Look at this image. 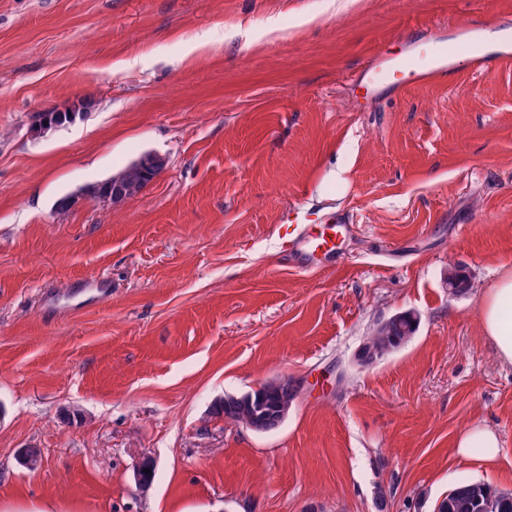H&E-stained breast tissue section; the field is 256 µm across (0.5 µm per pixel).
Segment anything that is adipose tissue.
Instances as JSON below:
<instances>
[{
  "mask_svg": "<svg viewBox=\"0 0 512 512\" xmlns=\"http://www.w3.org/2000/svg\"><path fill=\"white\" fill-rule=\"evenodd\" d=\"M480 322L499 360L512 364V268L502 267L483 297Z\"/></svg>",
  "mask_w": 512,
  "mask_h": 512,
  "instance_id": "ef3b65f1",
  "label": "adipose tissue"
}]
</instances>
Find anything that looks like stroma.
I'll return each mask as SVG.
<instances>
[{
  "mask_svg": "<svg viewBox=\"0 0 512 512\" xmlns=\"http://www.w3.org/2000/svg\"><path fill=\"white\" fill-rule=\"evenodd\" d=\"M469 22L498 43L512 0H0V504L438 512L465 483L512 495V365L479 320L512 266V62L480 72L460 45L446 78L361 85L379 51ZM83 97L84 118L31 135L32 113ZM149 151L165 166L139 193L91 198ZM335 212L340 267L288 263L283 236ZM98 276L111 295L85 288ZM402 311L415 335L364 362ZM285 378L298 395L274 430L211 411ZM478 425L495 463L454 453Z\"/></svg>",
  "mask_w": 512,
  "mask_h": 512,
  "instance_id": "stroma-1",
  "label": "stroma"
}]
</instances>
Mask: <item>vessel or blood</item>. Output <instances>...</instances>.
I'll return each instance as SVG.
<instances>
[{
    "label": "vessel or blood",
    "instance_id": "obj_1",
    "mask_svg": "<svg viewBox=\"0 0 512 512\" xmlns=\"http://www.w3.org/2000/svg\"><path fill=\"white\" fill-rule=\"evenodd\" d=\"M455 64V50L447 41L435 40L414 50L394 55L381 54L365 74L367 93L387 86L406 87L447 75ZM347 230L345 219L336 217L318 231L289 234L283 243L288 258L299 267L310 269L321 264H340V236Z\"/></svg>",
    "mask_w": 512,
    "mask_h": 512
}]
</instances>
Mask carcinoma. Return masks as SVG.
<instances>
[{
    "mask_svg": "<svg viewBox=\"0 0 512 512\" xmlns=\"http://www.w3.org/2000/svg\"><path fill=\"white\" fill-rule=\"evenodd\" d=\"M38 112L33 116L32 128L40 130L48 127L52 130L73 120L72 112L52 111ZM163 168V160L158 155L146 152L118 174L97 184L93 196H103L117 190L122 198L127 199L142 190ZM417 315L406 311L392 315L386 323H379L367 337L363 349L366 362L404 344L415 332ZM297 394L296 382L285 379L275 383L262 385L256 391L240 398L228 397L224 402H216L212 406L213 414L222 415L225 419L241 423L247 427L254 423L260 429L268 431L276 428L283 415L288 413ZM491 504V512H512V497L504 495L486 484L470 483L456 487L440 504L438 512H478L479 503Z\"/></svg>",
    "mask_w": 512,
    "mask_h": 512,
    "instance_id": "cac0c4a2",
    "label": "carcinoma"
}]
</instances>
